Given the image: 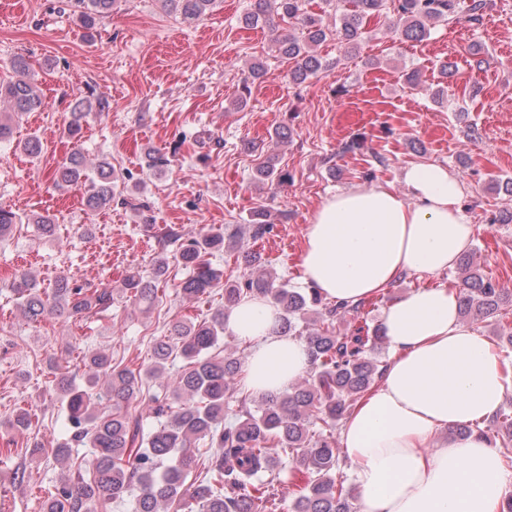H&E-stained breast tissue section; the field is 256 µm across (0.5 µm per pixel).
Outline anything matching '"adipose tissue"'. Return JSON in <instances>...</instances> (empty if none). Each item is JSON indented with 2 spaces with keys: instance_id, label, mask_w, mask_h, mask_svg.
Returning <instances> with one entry per match:
<instances>
[{
  "instance_id": "obj_1",
  "label": "adipose tissue",
  "mask_w": 512,
  "mask_h": 512,
  "mask_svg": "<svg viewBox=\"0 0 512 512\" xmlns=\"http://www.w3.org/2000/svg\"><path fill=\"white\" fill-rule=\"evenodd\" d=\"M386 183L353 186L323 201L304 233V279L329 301L385 293L401 275H434L467 251L473 227L458 179L439 164ZM277 308L247 298L226 329L250 345L244 385L278 392L308 369L306 345L271 328ZM391 356L340 429L361 512H500L512 470L475 424L495 415L508 382L494 344L459 317V294L420 287L385 307ZM460 434L431 446L439 431Z\"/></svg>"
}]
</instances>
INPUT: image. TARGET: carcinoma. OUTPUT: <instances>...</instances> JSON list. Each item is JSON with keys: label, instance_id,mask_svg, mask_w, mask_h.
I'll use <instances>...</instances> for the list:
<instances>
[{"label": "carcinoma", "instance_id": "cac0c4a2", "mask_svg": "<svg viewBox=\"0 0 512 512\" xmlns=\"http://www.w3.org/2000/svg\"><path fill=\"white\" fill-rule=\"evenodd\" d=\"M166 13L195 23L221 7L222 0H160ZM336 13L328 25L320 13L309 9L308 0H249L244 16L248 27L266 25L277 32L275 51L294 63L289 76L301 84L326 68L315 47L335 40L348 56L356 54L370 33L369 24L382 15L395 17L396 32L405 41H420L436 23L464 18L478 23L488 0H325ZM117 0H74L81 26L96 29L112 13ZM10 67L13 76L0 79V146L12 145L14 127L28 112L43 103L31 77L26 58L17 55ZM88 102L75 101L67 123L68 134L78 137L87 117ZM267 157L256 169L259 185H279L288 174ZM118 177L112 163L103 158L90 168L83 152L73 150L55 172V184L64 189H83L82 203L91 212L111 208ZM25 222L39 234L53 239L56 220L50 214L21 217L0 206V239ZM267 211H257L244 231L260 240L270 233ZM181 263L193 274L181 282L179 294L197 298L224 287V308L210 318L178 321L169 334L154 340L150 362L137 369L112 364L104 352L83 359L85 386L73 384L67 371L56 376L55 390L65 402L69 437L54 449V458L68 460L69 449H93L90 479L82 474L66 476L55 487L45 512H92L96 504L128 501L132 512H278L283 498H293L292 512H354V487L346 484L345 454L336 447L334 432L351 407L376 383L381 365L374 352L386 344L381 324L345 328L351 318L368 313L371 303L325 302L314 288L302 290L280 283L260 257L241 254L243 272L224 278L206 256L224 245V234L207 232L191 238L165 236ZM461 318L474 322H498L512 311V291L499 287L474 265L473 254L458 262ZM167 257L155 261L150 275L129 274L123 292L146 309L158 299L166 282ZM11 290L24 316L32 321L54 312L86 317L112 307L110 288H85L61 276L50 290H40L27 272L15 276ZM246 297L270 300L280 311L273 331L304 339L309 357L306 375L287 389L258 397L256 404L238 397L244 361L233 352L217 353L224 339V321ZM180 357L182 370L167 375V363ZM168 377L171 397H154L153 414L158 425L143 434L128 409L148 382ZM499 444L506 462L512 463V411L502 409L484 428ZM206 438L213 448L200 479L185 484L195 464L196 441ZM289 463L301 483L285 484L280 478Z\"/></svg>", "mask_w": 512, "mask_h": 512}]
</instances>
